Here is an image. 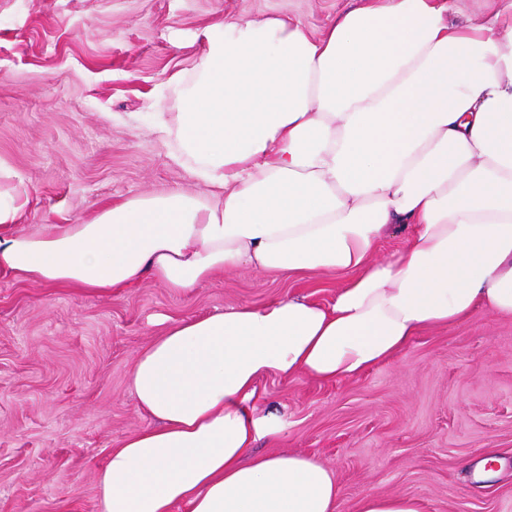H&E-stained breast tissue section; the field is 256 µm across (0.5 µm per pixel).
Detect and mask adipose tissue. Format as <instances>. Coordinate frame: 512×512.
I'll return each instance as SVG.
<instances>
[{
    "mask_svg": "<svg viewBox=\"0 0 512 512\" xmlns=\"http://www.w3.org/2000/svg\"><path fill=\"white\" fill-rule=\"evenodd\" d=\"M450 9L365 0L317 36L225 19L156 125L209 198L172 189L0 237L1 274L104 295L239 269L345 278L330 303L232 306L144 347L130 387L154 423L112 449L98 512H339L320 461L254 453L285 429L257 414L259 382L354 378L423 329L512 317V0L459 27ZM396 230L405 245L380 255Z\"/></svg>",
    "mask_w": 512,
    "mask_h": 512,
    "instance_id": "1",
    "label": "adipose tissue"
}]
</instances>
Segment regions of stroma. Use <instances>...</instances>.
Returning a JSON list of instances; mask_svg holds the SVG:
<instances>
[{"instance_id": "1", "label": "stroma", "mask_w": 512, "mask_h": 512, "mask_svg": "<svg viewBox=\"0 0 512 512\" xmlns=\"http://www.w3.org/2000/svg\"><path fill=\"white\" fill-rule=\"evenodd\" d=\"M358 0H0V195L26 189L17 227L79 224L115 202L208 189L156 113L180 110L206 32L278 16L323 32ZM338 274L227 272L182 293L152 279L112 295L0 275V512H97L96 474L151 420L129 387L153 318L192 319L285 294L329 302ZM258 411L286 423L264 454L300 453L336 474L340 512L365 495L422 512H512V319L474 313L421 332L359 377L261 382ZM499 461L480 478L477 465Z\"/></svg>"}]
</instances>
